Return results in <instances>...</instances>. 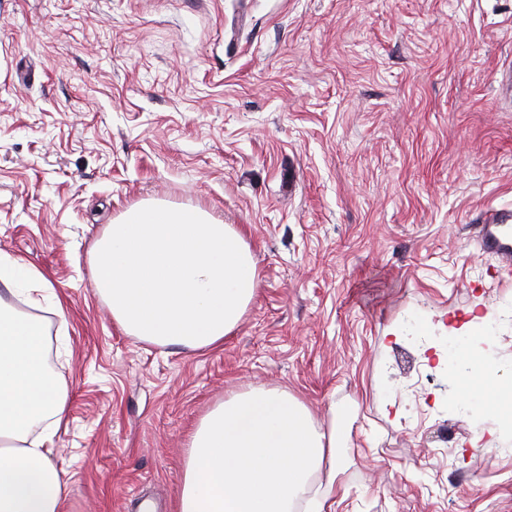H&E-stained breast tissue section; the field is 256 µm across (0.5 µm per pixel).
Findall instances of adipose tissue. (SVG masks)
<instances>
[{
	"label": "adipose tissue",
	"instance_id": "obj_1",
	"mask_svg": "<svg viewBox=\"0 0 512 512\" xmlns=\"http://www.w3.org/2000/svg\"><path fill=\"white\" fill-rule=\"evenodd\" d=\"M93 287L126 335L175 352L223 345L259 288L257 265L241 232L207 211L147 202L123 213L97 240ZM46 299L44 274L0 251V512H65L67 483L52 460L53 437L70 402L49 372L43 325L16 312L11 297ZM437 364L464 359L459 389L471 405L499 411L512 432V373L458 348L435 349ZM336 434L280 387L231 393L189 436L177 512H327L313 484L336 483Z\"/></svg>",
	"mask_w": 512,
	"mask_h": 512
}]
</instances>
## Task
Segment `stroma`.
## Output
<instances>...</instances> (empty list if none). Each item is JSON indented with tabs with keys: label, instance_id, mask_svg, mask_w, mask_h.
<instances>
[{
	"label": "stroma",
	"instance_id": "1",
	"mask_svg": "<svg viewBox=\"0 0 512 512\" xmlns=\"http://www.w3.org/2000/svg\"><path fill=\"white\" fill-rule=\"evenodd\" d=\"M506 67L512 0H0V251L57 295L65 512H175L194 425L257 385L335 429L336 512H512V438L413 329L476 308L468 345L512 371V272L477 246L512 210ZM150 200L251 248L221 347L128 336L93 288L107 224Z\"/></svg>",
	"mask_w": 512,
	"mask_h": 512
}]
</instances>
